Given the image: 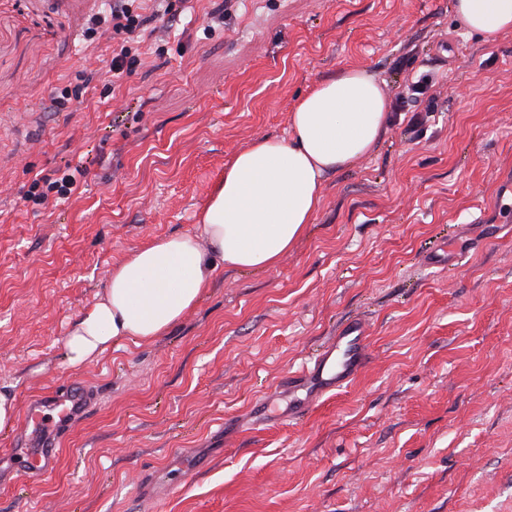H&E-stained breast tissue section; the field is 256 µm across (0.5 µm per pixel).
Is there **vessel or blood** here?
Listing matches in <instances>:
<instances>
[{
	"label": "vessel or blood",
	"instance_id": "1",
	"mask_svg": "<svg viewBox=\"0 0 512 512\" xmlns=\"http://www.w3.org/2000/svg\"><path fill=\"white\" fill-rule=\"evenodd\" d=\"M370 356L368 329L363 320L342 324L336 335L316 349L309 359L288 378V390L294 395L288 407V419L302 417L322 395L342 389L367 363ZM92 403L91 395L81 387L66 388L61 394L37 400L30 409L34 424H42L43 408L55 410L59 423L84 417Z\"/></svg>",
	"mask_w": 512,
	"mask_h": 512
}]
</instances>
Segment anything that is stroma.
I'll use <instances>...</instances> for the list:
<instances>
[{
	"label": "stroma",
	"instance_id": "35a3bbf8",
	"mask_svg": "<svg viewBox=\"0 0 512 512\" xmlns=\"http://www.w3.org/2000/svg\"><path fill=\"white\" fill-rule=\"evenodd\" d=\"M112 0H0V512H512V34L486 41L453 0H174L130 74ZM349 67L395 97L434 76L425 134L390 121L324 181L305 235L274 267H216L164 336L120 339L82 366L66 335L113 265L195 234L233 154L284 137L295 103ZM80 89L64 112L43 106ZM84 162L80 194L27 201L35 176ZM455 231L460 260L425 252ZM371 355L297 422L250 411L342 322ZM96 393L30 479L31 403ZM26 436L27 445L17 443Z\"/></svg>",
	"mask_w": 512,
	"mask_h": 512
}]
</instances>
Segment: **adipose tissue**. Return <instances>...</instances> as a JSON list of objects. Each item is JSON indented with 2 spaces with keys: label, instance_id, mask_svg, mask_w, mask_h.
Masks as SVG:
<instances>
[{
  "label": "adipose tissue",
  "instance_id": "obj_1",
  "mask_svg": "<svg viewBox=\"0 0 512 512\" xmlns=\"http://www.w3.org/2000/svg\"><path fill=\"white\" fill-rule=\"evenodd\" d=\"M454 9L487 41L512 33V0H455ZM388 118V97L366 69L317 84L291 112L288 137L254 140L225 165L199 235L158 240L112 268L68 334L70 364L120 338L163 335L200 301L216 264L248 271L278 264L312 223L327 175L369 155Z\"/></svg>",
  "mask_w": 512,
  "mask_h": 512
}]
</instances>
